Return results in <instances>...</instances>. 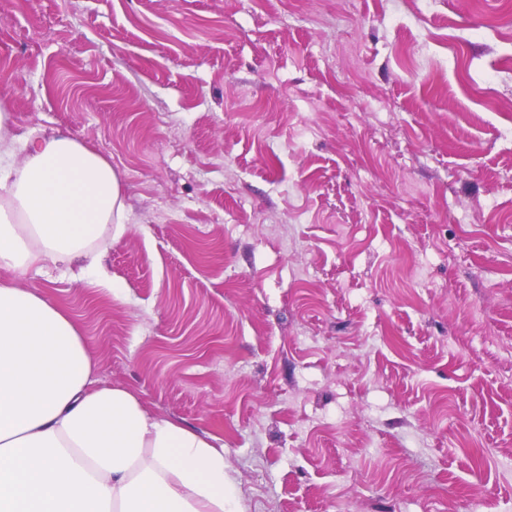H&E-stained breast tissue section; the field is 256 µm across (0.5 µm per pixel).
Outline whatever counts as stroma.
<instances>
[{
  "instance_id": "1",
  "label": "stroma",
  "mask_w": 512,
  "mask_h": 512,
  "mask_svg": "<svg viewBox=\"0 0 512 512\" xmlns=\"http://www.w3.org/2000/svg\"><path fill=\"white\" fill-rule=\"evenodd\" d=\"M0 154L112 163L101 384L219 437L237 512H512L505 0H0Z\"/></svg>"
}]
</instances>
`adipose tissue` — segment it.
<instances>
[{
	"mask_svg": "<svg viewBox=\"0 0 512 512\" xmlns=\"http://www.w3.org/2000/svg\"><path fill=\"white\" fill-rule=\"evenodd\" d=\"M0 158V512H231L234 485L209 437L100 385L66 310L17 284L85 259L122 231L120 180L67 135Z\"/></svg>",
	"mask_w": 512,
	"mask_h": 512,
	"instance_id": "adipose-tissue-1",
	"label": "adipose tissue"
}]
</instances>
